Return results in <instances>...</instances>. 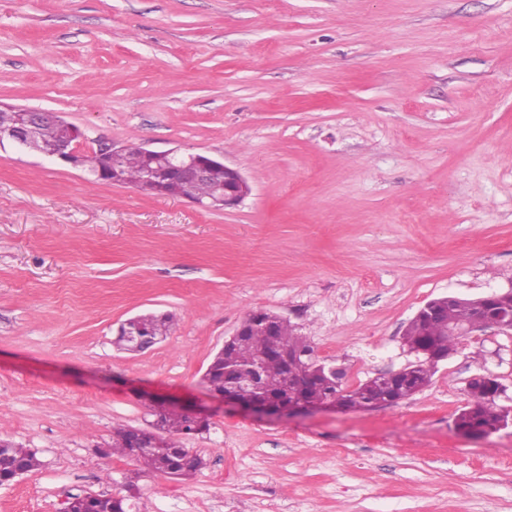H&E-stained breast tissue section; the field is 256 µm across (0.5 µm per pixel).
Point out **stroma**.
Masks as SVG:
<instances>
[{
    "mask_svg": "<svg viewBox=\"0 0 512 512\" xmlns=\"http://www.w3.org/2000/svg\"><path fill=\"white\" fill-rule=\"evenodd\" d=\"M0 104L89 146L224 159L252 187L205 209L0 146V437L37 469L0 512L137 491L131 512H512V426L455 418L483 373L512 406V333L460 337L390 406L260 420L201 379L254 311L352 389L413 361L428 301L512 289V0H0ZM172 315L119 349L121 323ZM212 413L188 479L112 455L145 396Z\"/></svg>",
    "mask_w": 512,
    "mask_h": 512,
    "instance_id": "35a3bbf8",
    "label": "stroma"
}]
</instances>
